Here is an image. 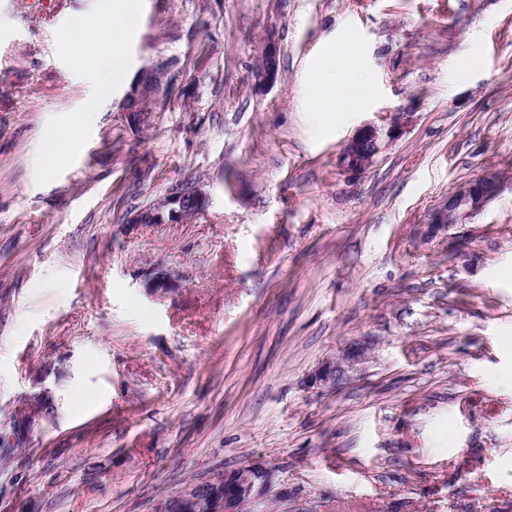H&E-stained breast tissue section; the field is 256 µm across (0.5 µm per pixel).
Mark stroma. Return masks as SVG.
<instances>
[{
  "label": "stroma",
  "mask_w": 512,
  "mask_h": 512,
  "mask_svg": "<svg viewBox=\"0 0 512 512\" xmlns=\"http://www.w3.org/2000/svg\"><path fill=\"white\" fill-rule=\"evenodd\" d=\"M59 6L0 0V512H157L255 460L273 487L243 512H512V0H142L127 71L167 90L134 129L113 87L45 172L97 78L60 22L105 8ZM346 40L369 93L322 128L309 83ZM397 112L408 133L343 171ZM186 181L199 215L122 221ZM356 341L367 363L314 382ZM279 53L278 43L270 36L263 47L262 65L256 72V79L259 86H271L277 82L279 78ZM413 122V113L397 112L388 125L365 124L348 140L338 154V165L350 173H362L372 167L380 156ZM83 129L82 118H76L68 128L51 130L45 138L40 150V165L43 171L48 172L54 166L67 159L71 151L79 144V137ZM501 188V178L487 173L459 185L448 199L437 206L427 224H462L474 213L494 200Z\"/></svg>",
  "instance_id": "obj_1"
}]
</instances>
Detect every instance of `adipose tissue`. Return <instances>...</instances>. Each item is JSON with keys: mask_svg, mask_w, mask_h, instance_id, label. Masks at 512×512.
Wrapping results in <instances>:
<instances>
[{"mask_svg": "<svg viewBox=\"0 0 512 512\" xmlns=\"http://www.w3.org/2000/svg\"><path fill=\"white\" fill-rule=\"evenodd\" d=\"M139 10L140 0H113L103 18H74L62 26L64 41L76 49L77 64L96 67L99 74L95 91L83 102V114L97 111L108 86L124 79V48L130 32L138 26ZM82 129L83 121L78 118L68 128L48 133L39 157L43 171L67 159L78 145Z\"/></svg>", "mask_w": 512, "mask_h": 512, "instance_id": "1", "label": "adipose tissue"}]
</instances>
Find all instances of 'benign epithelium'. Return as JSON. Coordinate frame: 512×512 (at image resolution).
<instances>
[{
  "label": "benign epithelium",
  "mask_w": 512,
  "mask_h": 512,
  "mask_svg": "<svg viewBox=\"0 0 512 512\" xmlns=\"http://www.w3.org/2000/svg\"><path fill=\"white\" fill-rule=\"evenodd\" d=\"M279 46L272 37L265 42L263 62L256 72L261 87L275 84L279 78ZM167 71L162 67L141 71L124 98L127 123L139 128L146 124L147 113L141 111L144 102L154 98L165 83ZM413 122V113L397 112L387 125L366 124L348 140L338 154V165L350 173H363L401 136ZM501 188V178L487 173L459 185L448 199L431 214L432 224H461L494 200ZM208 197L197 183H181L163 199L130 213L129 224H179L204 210ZM368 348L355 344L341 358L327 362L315 375V381L339 384L367 359ZM253 479L240 483L237 472H224L220 485L196 486L166 500L158 512H241V506L263 495L272 483V473L260 462L248 466Z\"/></svg>",
  "instance_id": "7a95c632"
}]
</instances>
